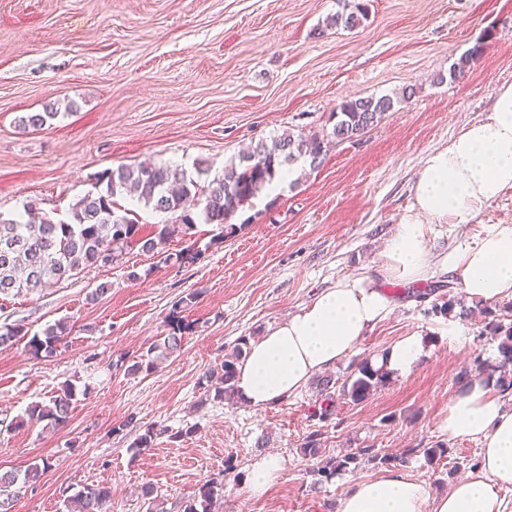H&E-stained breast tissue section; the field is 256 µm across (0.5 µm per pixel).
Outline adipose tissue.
<instances>
[{
    "label": "adipose tissue",
    "mask_w": 512,
    "mask_h": 512,
    "mask_svg": "<svg viewBox=\"0 0 512 512\" xmlns=\"http://www.w3.org/2000/svg\"><path fill=\"white\" fill-rule=\"evenodd\" d=\"M512 190V84L496 92L492 112L464 127L448 146L427 154L415 202L379 252L374 271L353 274L250 341L237 365L239 400L255 410L286 401L314 376L335 367L368 330L393 310L383 283H415L448 274L465 298L492 303L512 299V223L469 232L485 207ZM465 227L459 241L438 257L427 243L431 225ZM427 351L410 335L374 355L372 363L403 376ZM442 428L449 437L481 445L475 470L446 494L433 496L410 474L389 470L351 482L338 512H512V409L492 384L473 380L448 403Z\"/></svg>",
    "instance_id": "1"
}]
</instances>
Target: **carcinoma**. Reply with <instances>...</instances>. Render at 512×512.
<instances>
[{"instance_id": "cac0c4a2", "label": "carcinoma", "mask_w": 512, "mask_h": 512, "mask_svg": "<svg viewBox=\"0 0 512 512\" xmlns=\"http://www.w3.org/2000/svg\"><path fill=\"white\" fill-rule=\"evenodd\" d=\"M367 16L365 5L343 0L342 10L331 18L330 25L352 30ZM415 89L406 87L401 95H383L344 100L336 107L331 137L336 141L352 140L379 122L394 104L411 99ZM58 113L53 111L29 113L20 119L23 128L40 129ZM324 139L286 133L274 148L259 142L246 154L224 165V171L202 185L183 169L170 165L126 166L105 171L94 190L72 205L66 220L44 215L39 221L0 218V295L32 294L51 283H61L78 276L89 266L100 265L102 254L112 253V260L128 247H137L147 253H156L164 261L186 263L195 259L189 251L166 252V245L176 228H193L195 219L206 224L224 225L244 203L260 194L286 166L302 158L316 167L322 163ZM129 197L154 212L171 215L167 224H158L146 233L137 218L119 215L115 211L116 197ZM188 325L177 319L171 322V332L159 338L128 367V373H150L162 361L181 348L182 333ZM67 326L61 322L48 327L43 337L34 336L29 342L30 352L39 357L50 356L57 350L66 334ZM488 333L497 342L495 362L475 361V377L494 382L502 393L512 394V304L502 307L499 314L488 322ZM23 336V326L0 327V349L14 345ZM249 340L243 338L231 354L225 356L219 373H208L206 381L215 382V397L222 400L235 392V367L244 354ZM391 374L384 367H376L370 359L359 363L355 372L342 382L343 396L354 402L368 398L371 392L387 384ZM332 379L320 383L321 400L312 416L325 422L335 409ZM76 400L72 386L66 385L48 405H36L29 418L46 421L57 428L66 424ZM323 432L311 431L303 444L304 454L318 457L322 453ZM423 453L429 463L437 462L448 454L442 444L431 448H411L409 454ZM356 456L328 461L318 475L328 479L339 471H346L355 463ZM111 490L106 486H87L70 499V512H107L106 503ZM224 504V485L214 481L201 484L198 493L186 502L183 512H219Z\"/></svg>"}]
</instances>
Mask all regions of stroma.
<instances>
[{"instance_id": "stroma-1", "label": "stroma", "mask_w": 512, "mask_h": 512, "mask_svg": "<svg viewBox=\"0 0 512 512\" xmlns=\"http://www.w3.org/2000/svg\"><path fill=\"white\" fill-rule=\"evenodd\" d=\"M364 2L367 19L345 31L329 26L339 0H0L6 218L28 205L66 218L121 164L210 179L258 142L330 134L343 100L416 90L362 136L330 144L318 167L240 207L233 233L199 221L171 238L169 252L191 249L193 262L166 264L133 248L42 292L0 295V327L34 335L67 325L53 356H33L23 341L0 349V473L49 464L36 483L16 485L9 512H65L89 485L110 487V512H149L146 484L164 512H182L207 480L223 484L224 512H337L354 480L399 470L443 494L479 462L477 441L449 438L440 424L475 358L494 360L497 344L481 313L436 314L460 295L442 273L385 284L393 312L331 376L343 381L405 336H424L429 351L360 403L337 396L326 423L311 417L315 377L265 410L217 400L202 383L240 338L257 339L344 277L371 270L415 201L426 155L487 116L498 86L512 83V0ZM478 46L471 68L450 79L449 67ZM49 106L57 119L19 128L21 116ZM103 283L110 291L89 301ZM191 293L196 301L179 307ZM175 318L189 325L179 353L152 373L128 374ZM67 383L77 400L64 426L27 420L32 404L49 403ZM190 425L195 433L174 439ZM320 427V457L304 455L305 437ZM148 428L151 447L134 449ZM438 443L447 458L427 463L423 449ZM368 446L389 464L362 455ZM348 454L354 469L321 479V461ZM266 455L280 460L281 477L254 497L252 466Z\"/></svg>"}]
</instances>
